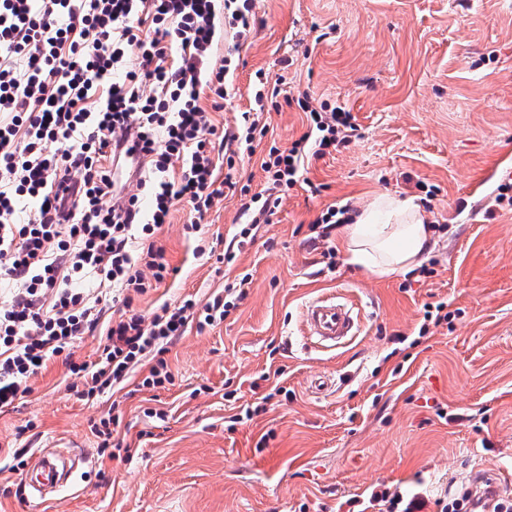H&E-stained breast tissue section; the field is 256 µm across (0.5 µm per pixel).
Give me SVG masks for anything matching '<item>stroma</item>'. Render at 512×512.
Masks as SVG:
<instances>
[{
  "label": "stroma",
  "mask_w": 512,
  "mask_h": 512,
  "mask_svg": "<svg viewBox=\"0 0 512 512\" xmlns=\"http://www.w3.org/2000/svg\"><path fill=\"white\" fill-rule=\"evenodd\" d=\"M255 12L250 45L234 50L227 34L215 53L237 65L216 122L235 126L259 71L284 79L290 100L269 112L241 181L260 190L270 146L305 131L300 92L345 106L358 137L312 160L317 192L285 191L248 237L225 195L203 222L211 258L194 252L188 206L174 208L158 234L174 272L133 309L203 304L245 275L247 297L170 345L164 387L137 390L142 367L85 402L61 361L31 377L0 411V512H337L377 486L432 500L482 472L512 493V206L496 200L512 174V0H256ZM382 194L425 204L436 230L424 271L380 277L337 239L313 243L327 207ZM336 291L360 328L327 348L305 339L302 311ZM440 302L447 324L419 336L424 305ZM108 416L111 459L90 430ZM53 445L87 462L36 510L11 454Z\"/></svg>",
  "instance_id": "35a3bbf8"
}]
</instances>
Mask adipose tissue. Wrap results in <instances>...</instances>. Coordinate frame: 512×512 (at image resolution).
I'll use <instances>...</instances> for the list:
<instances>
[{"label": "adipose tissue", "instance_id": "obj_1", "mask_svg": "<svg viewBox=\"0 0 512 512\" xmlns=\"http://www.w3.org/2000/svg\"><path fill=\"white\" fill-rule=\"evenodd\" d=\"M340 235L350 263L385 276L417 268L433 231L415 198L381 195L357 210Z\"/></svg>", "mask_w": 512, "mask_h": 512}]
</instances>
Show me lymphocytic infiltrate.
<instances>
[{
	"mask_svg": "<svg viewBox=\"0 0 512 512\" xmlns=\"http://www.w3.org/2000/svg\"><path fill=\"white\" fill-rule=\"evenodd\" d=\"M254 0H0V409L29 378L62 359L92 401L127 379L148 355L141 382H170L163 357L189 323L224 320L246 295L227 289L204 306L188 299L151 315L134 297L170 271L156 234L178 203L190 228L224 193L239 195L246 226L270 223L281 192L303 182L311 159L347 146L357 127L350 112L297 98L308 127L289 148L270 147L259 191L239 184L241 153L265 136V103L279 89L258 86L255 108L235 130L218 132L213 112L228 97L229 62L212 65L223 29L237 44L251 33ZM136 63H129V49ZM224 142L223 160L215 158ZM183 161L172 175V159ZM225 173H218V165ZM108 282L124 311L106 330L92 361L71 350L99 322L102 297L79 280ZM437 512H512V494L465 487L437 499Z\"/></svg>",
	"mask_w": 512,
	"mask_h": 512,
	"instance_id": "f902f5d3",
	"label": "lymphocytic infiltrate"
}]
</instances>
